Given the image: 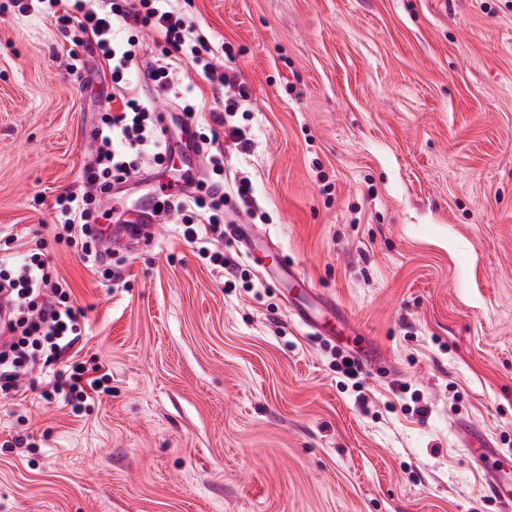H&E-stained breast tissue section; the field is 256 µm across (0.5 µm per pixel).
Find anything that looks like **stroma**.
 Here are the masks:
<instances>
[{
	"mask_svg": "<svg viewBox=\"0 0 512 512\" xmlns=\"http://www.w3.org/2000/svg\"><path fill=\"white\" fill-rule=\"evenodd\" d=\"M249 96L224 160L228 224L268 236L303 288L227 236L174 223L106 241L112 279L55 241L111 86L85 87L39 10L0 13V238L45 256L85 313L111 394L73 413L35 371L0 401V512H506L462 427L512 459V0H184ZM208 131L222 98L184 66ZM183 182L140 167L103 197ZM312 292L321 331L291 304ZM362 365L361 388L336 369ZM33 447L16 448L18 436Z\"/></svg>",
	"mask_w": 512,
	"mask_h": 512,
	"instance_id": "1",
	"label": "stroma"
}]
</instances>
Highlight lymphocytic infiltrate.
Here are the masks:
<instances>
[{"label":"lymphocytic infiltrate","instance_id":"1","mask_svg":"<svg viewBox=\"0 0 512 512\" xmlns=\"http://www.w3.org/2000/svg\"><path fill=\"white\" fill-rule=\"evenodd\" d=\"M39 2L46 17L54 19L74 45L97 53L112 83L111 97L120 103L100 119L97 148L82 192H70L55 201L60 221L56 240L76 247L88 266L108 277L112 270L96 248V202L111 193L113 184L128 180L135 160L163 165L169 150L155 132L154 100L175 101L185 118H194L198 103L175 78L186 63L200 68L213 86L223 89L225 112L237 111L240 93L235 76L214 64L209 40L173 0H112L104 13L97 11L91 0ZM145 29L158 34L167 45L149 71L156 88L151 101L130 97L128 92L132 76L141 69L138 33ZM199 139L214 147L210 155L214 179L196 183L190 193L156 205L157 211L177 219L189 242L220 230L224 222V157L245 151L248 145L236 130L222 143L204 133ZM0 299L7 305V322L0 328L2 396L18 393L24 376L41 364L60 360L76 344L82 312L74 305L68 283L38 252L28 254L25 262L13 269L0 259ZM108 380V373L94 376L83 364H68L59 370L53 392L78 410L94 394L105 391Z\"/></svg>","mask_w":512,"mask_h":512}]
</instances>
